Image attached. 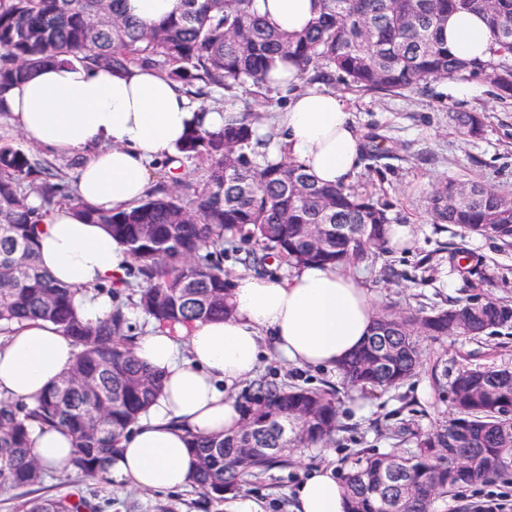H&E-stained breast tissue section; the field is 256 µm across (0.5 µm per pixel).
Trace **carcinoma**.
Returning <instances> with one entry per match:
<instances>
[{
    "label": "carcinoma",
    "mask_w": 512,
    "mask_h": 512,
    "mask_svg": "<svg viewBox=\"0 0 512 512\" xmlns=\"http://www.w3.org/2000/svg\"><path fill=\"white\" fill-rule=\"evenodd\" d=\"M123 0H0V88L26 78L46 58L90 60L110 71L158 70L192 98L239 89L237 113L218 132L194 129L180 159L203 165L161 184L126 210L77 212L103 224L127 246L138 279V305L160 328L222 319L231 312V275L208 248L226 236L250 250H273L286 263L343 266L369 262L390 246L389 204L348 186L322 185L285 156L258 147L277 133L261 132L249 100L271 64L294 66L309 82L340 80L367 92L397 93L441 79L492 82L512 100V0H321L312 26L288 34L255 12L254 0H182L183 9L151 25L125 15ZM452 12L483 16L493 36L490 57L462 60L440 37ZM449 119L474 138L479 112ZM62 173L39 154L0 138V321L51 322L76 348L72 367L34 407L0 398V491L44 483L48 469L33 453L30 423L60 428L73 443V469L109 481L105 463L161 392V375L131 350L129 325L118 307L85 323L73 306L75 289L56 283L36 258L41 216L62 191ZM437 224L512 245V195L477 181L440 182L430 198ZM321 225L313 246L307 225ZM512 323V305L473 298L428 313L382 308L372 334L339 366L344 382L387 390L422 364L424 338L483 336ZM453 412L414 435L406 453L366 456L343 475L346 512H432L439 497L512 474V371L463 367L453 382ZM239 428L224 435H190L197 458L192 486L222 501L248 477L286 465L297 448L334 439L336 398L328 391L268 383L241 410ZM23 512H98L84 496H39Z\"/></svg>",
    "instance_id": "cac0c4a2"
}]
</instances>
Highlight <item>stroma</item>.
Returning <instances> with one entry per match:
<instances>
[{
  "mask_svg": "<svg viewBox=\"0 0 512 512\" xmlns=\"http://www.w3.org/2000/svg\"><path fill=\"white\" fill-rule=\"evenodd\" d=\"M471 94L458 92L455 80L431 83L398 94L346 89L330 91L346 103L359 136L375 135L388 147L383 157L363 155L350 185L390 205L391 217L412 225L414 242L407 250L381 256L354 272L372 292L377 306L394 304L415 310L446 307L453 301L493 297L512 301V248L484 237L462 234L451 224L434 223L430 197L435 185L448 178L484 183L512 193V101L495 97L490 80L471 81ZM480 110L487 116L482 137L461 134L449 121L452 111ZM455 286L445 290L443 278ZM424 365L404 385L386 391H352L332 370L295 368L276 357L261 361L256 378L235 390L238 406L259 397L263 381L309 389L334 390L341 429L323 448H308L294 464L275 467L248 479L243 494L258 512H293V492L312 469L335 466L346 472L358 452L384 454L402 449V435L430 429L447 409L436 378L453 379L461 366L512 368V326L477 338L425 340ZM80 494L94 498L100 512H228L227 502L203 497L193 488L143 493L124 481L83 480L75 471L57 472L32 496ZM512 497V479L464 486L439 500L437 512H476L491 497Z\"/></svg>",
  "mask_w": 512,
  "mask_h": 512,
  "instance_id": "1",
  "label": "stroma"
}]
</instances>
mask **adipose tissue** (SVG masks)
<instances>
[{
	"label": "adipose tissue",
	"mask_w": 512,
	"mask_h": 512,
	"mask_svg": "<svg viewBox=\"0 0 512 512\" xmlns=\"http://www.w3.org/2000/svg\"><path fill=\"white\" fill-rule=\"evenodd\" d=\"M267 22L287 33L318 16L320 0H255ZM443 35L464 59L488 54L492 35L474 13H452ZM272 77L289 102L277 113L272 156L287 155L320 182L348 184L361 144L344 101L312 86L298 89L295 72L273 64ZM0 111L25 141L50 153L84 156L74 191L82 202L119 211L140 201L153 185L152 164L176 155L196 126L218 131L224 114L200 112L181 84L149 68L115 74L73 61H48L19 84L0 89ZM41 265L75 288L78 316L106 318L112 300L102 286L124 277L126 245L100 224H87L70 208L44 214L37 234ZM233 311L221 320L194 322L182 337L153 329L135 339L138 360L159 371L163 388L132 426L109 473L129 487L153 491L190 485L196 459L189 434L237 428L241 413L231 391L255 377L263 357L297 368L334 369L371 334L375 304L349 271L304 264L285 280L242 272L232 289ZM76 349L52 325L36 322L0 336V398L34 403L71 366ZM32 446L47 466L70 470L71 439L61 429L32 427ZM297 512H344L333 468L313 469L295 489Z\"/></svg>",
	"instance_id": "obj_1"
}]
</instances>
